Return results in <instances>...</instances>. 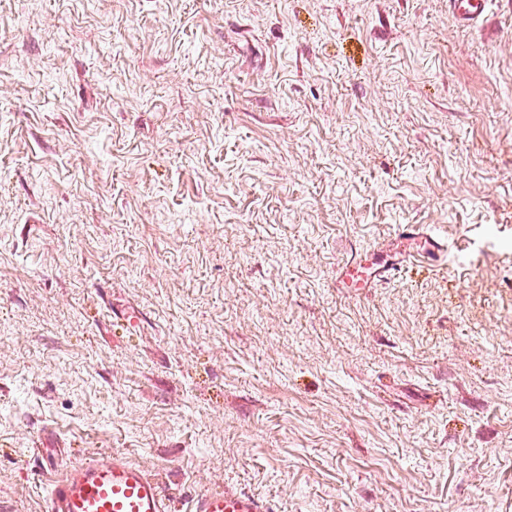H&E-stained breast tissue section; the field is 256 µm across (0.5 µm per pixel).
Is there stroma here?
Returning a JSON list of instances; mask_svg holds the SVG:
<instances>
[{"mask_svg":"<svg viewBox=\"0 0 512 512\" xmlns=\"http://www.w3.org/2000/svg\"><path fill=\"white\" fill-rule=\"evenodd\" d=\"M0 0V512L111 451L275 512H512V0ZM444 244L371 288L398 225ZM450 7L463 24L470 25L483 17L486 0H450Z\"/></svg>","mask_w":512,"mask_h":512,"instance_id":"1","label":"stroma"}]
</instances>
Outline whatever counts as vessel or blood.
I'll list each match as a JSON object with an SVG mask.
<instances>
[{
    "mask_svg": "<svg viewBox=\"0 0 512 512\" xmlns=\"http://www.w3.org/2000/svg\"><path fill=\"white\" fill-rule=\"evenodd\" d=\"M457 18L470 25L481 20L486 0H450ZM439 248L436 239L417 225L403 227L389 249L391 262L373 268L362 278L365 288L399 274L404 263ZM175 497L158 477L124 457L104 452L81 464H70L49 493L46 512H173ZM188 512H274L271 503L254 494L234 489L191 494Z\"/></svg>",
    "mask_w": 512,
    "mask_h": 512,
    "instance_id": "1",
    "label": "vessel or blood"
}]
</instances>
